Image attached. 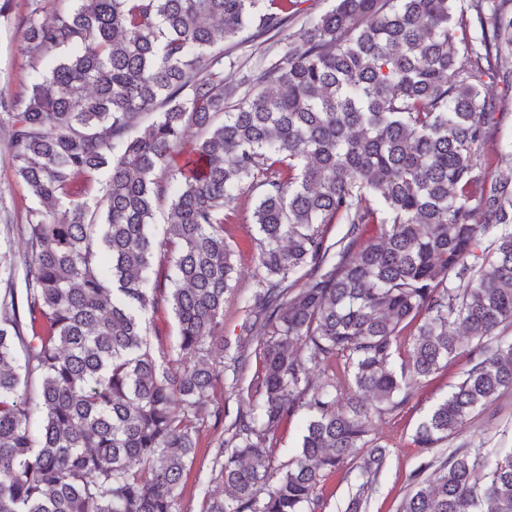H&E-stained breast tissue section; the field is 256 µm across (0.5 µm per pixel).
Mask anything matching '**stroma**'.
Here are the masks:
<instances>
[{
  "instance_id": "35a3bbf8",
  "label": "stroma",
  "mask_w": 512,
  "mask_h": 512,
  "mask_svg": "<svg viewBox=\"0 0 512 512\" xmlns=\"http://www.w3.org/2000/svg\"><path fill=\"white\" fill-rule=\"evenodd\" d=\"M29 0H0V88L22 92L29 81L31 69L28 57L20 51L17 23L28 13ZM8 133L0 128V243L9 242L13 251L23 248V235L6 233L9 224H25L26 209L31 200L18 178L7 149ZM257 203L254 193L244 192L237 202V211L226 229L234 246L236 261L242 270L236 288L224 304V338L236 344L245 321L244 305L250 298L256 267L253 237V211ZM467 356H459L447 368L433 374L415 390L407 406L400 412L382 416L377 422V435L390 449L386 470L380 475L376 490L365 512H397L410 490L407 477L418 462V452L411 441L418 423L451 391L468 369ZM223 437L222 430L203 431L195 464L183 480L182 501L186 512H199L201 490L211 478V450ZM464 442H483L487 446H512V391L505 392L490 405L477 410L468 424L449 437V447Z\"/></svg>"
}]
</instances>
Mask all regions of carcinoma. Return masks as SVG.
Masks as SVG:
<instances>
[{
	"instance_id": "1",
	"label": "carcinoma",
	"mask_w": 512,
	"mask_h": 512,
	"mask_svg": "<svg viewBox=\"0 0 512 512\" xmlns=\"http://www.w3.org/2000/svg\"><path fill=\"white\" fill-rule=\"evenodd\" d=\"M41 2L18 23L30 82L0 89L36 203L22 287L0 251V512H183L227 369L224 224L244 190L258 273L231 361L254 344L259 367L247 407L227 424L213 410L200 512H324L349 464L360 512L389 456L375 418L461 353L398 512H512V447L433 453L512 391V343L493 345L512 326V166L492 147L512 0H336L297 32L305 0H58L48 18ZM246 29L265 46L251 64L224 49ZM162 307L177 336L155 352ZM301 410L300 450L277 465ZM305 430L303 412L284 421L274 440L273 455L277 464L287 463L299 451ZM222 430V426L218 430L209 427L203 431L200 437L195 464L183 480L182 501L187 512H198L201 508V490L203 487H207L211 478L209 472L210 450L217 448L220 439L224 438Z\"/></svg>"
}]
</instances>
